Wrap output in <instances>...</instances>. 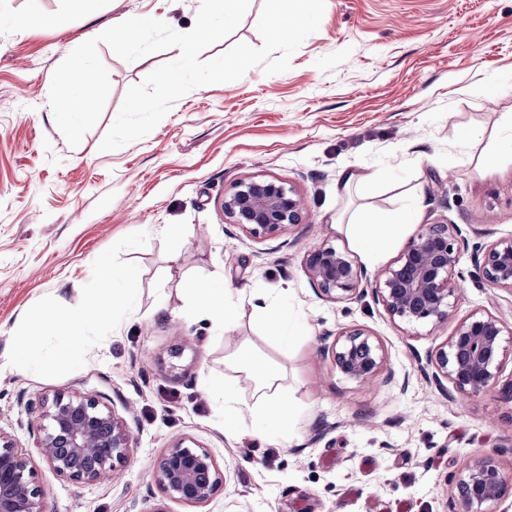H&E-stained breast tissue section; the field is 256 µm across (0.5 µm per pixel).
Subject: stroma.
Returning <instances> with one entry per match:
<instances>
[{
    "label": "stroma",
    "instance_id": "35a3bbf8",
    "mask_svg": "<svg viewBox=\"0 0 512 512\" xmlns=\"http://www.w3.org/2000/svg\"><path fill=\"white\" fill-rule=\"evenodd\" d=\"M41 2L55 24L20 29L28 0H0V433L33 457L44 512H457L454 475L488 454L504 478L494 512H512V355L476 395L435 379L457 320L490 314L512 329V292L487 286L472 262L475 243L512 235V157L483 165L512 117V0H326L288 71L255 67L196 88L149 135L112 151L99 145L127 89L179 49L130 63L99 45L111 90L74 148L49 105L55 69L125 13L190 31L201 0H98L91 14L76 0ZM263 5L250 0L202 59L261 46ZM345 170L356 176L348 186ZM250 178L293 187L303 223L271 238L232 224L224 197ZM411 205L415 223L378 259L354 243L357 213ZM437 222L460 229L455 318L394 321L371 282ZM325 245L365 271L357 296L334 301L311 281L307 259ZM104 263L133 272L136 310L95 326L78 363L5 366L33 311L94 301ZM191 280L233 290L231 325L193 309ZM267 299L294 319L289 345L270 333ZM352 329L382 347L374 381L335 366L334 343ZM244 345L280 371L293 407L266 438L247 416L224 430V388L254 401L251 376L229 362ZM59 394L95 397L127 422L135 445L116 478L77 482L39 459L34 407ZM180 440L207 448L224 474L205 504L167 499L153 479Z\"/></svg>",
    "mask_w": 512,
    "mask_h": 512
}]
</instances>
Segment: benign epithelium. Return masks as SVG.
<instances>
[{
    "label": "benign epithelium",
    "instance_id": "1",
    "mask_svg": "<svg viewBox=\"0 0 512 512\" xmlns=\"http://www.w3.org/2000/svg\"><path fill=\"white\" fill-rule=\"evenodd\" d=\"M224 214L255 237L275 236L302 223V203L290 186L273 180H243L224 197ZM454 224H424L397 259L377 278V298L393 320L436 326L454 316L453 272L460 259ZM478 277L492 288L512 291V236L473 250ZM312 281L329 298L353 294L361 278L348 254L327 246L308 262ZM503 326L492 315L460 320L437 354L441 374L464 394H478L500 377ZM339 370L358 382L376 379L384 356L374 337L356 329L335 343ZM46 421L37 437L40 458L57 473L77 481L112 478L125 463L133 436L115 411L92 397L59 394L44 406ZM163 494L190 505L207 502L223 484L209 450L179 441L167 449L153 471ZM459 512H491L503 495L504 481L491 456L474 460L456 476ZM0 512H43L42 493L31 458L0 435Z\"/></svg>",
    "mask_w": 512,
    "mask_h": 512
}]
</instances>
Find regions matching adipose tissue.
<instances>
[{"instance_id": "adipose-tissue-1", "label": "adipose tissue", "mask_w": 512, "mask_h": 512, "mask_svg": "<svg viewBox=\"0 0 512 512\" xmlns=\"http://www.w3.org/2000/svg\"><path fill=\"white\" fill-rule=\"evenodd\" d=\"M414 219L415 213L410 209L393 217L367 214L351 225L350 231L355 242L367 254L373 255L384 235L398 225L412 223ZM101 276L110 291L96 298L91 306L69 307L60 313L46 311L32 314L25 333L18 338L10 353L9 365L17 370H27L46 368L60 362L81 361L87 342V329L136 304L135 294L128 287L133 277L131 271L106 265L101 269ZM187 292L200 312L215 317L222 324L232 323L236 314L232 289L220 282L192 283L188 285ZM236 363L248 371L256 382L254 403L236 406V415L251 416L254 420L253 431L260 437L284 428L292 411L288 403L272 390L276 379L274 371L245 347L239 350Z\"/></svg>"}]
</instances>
